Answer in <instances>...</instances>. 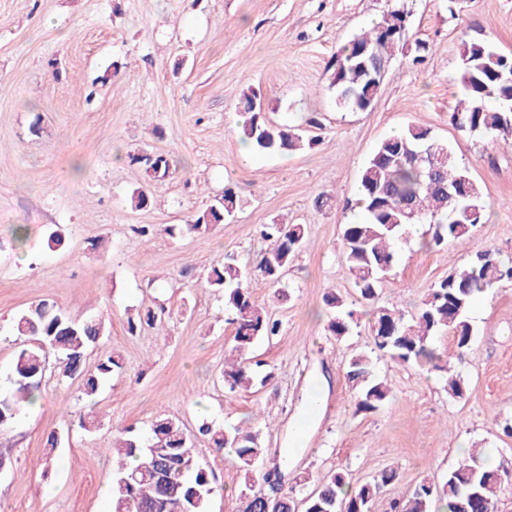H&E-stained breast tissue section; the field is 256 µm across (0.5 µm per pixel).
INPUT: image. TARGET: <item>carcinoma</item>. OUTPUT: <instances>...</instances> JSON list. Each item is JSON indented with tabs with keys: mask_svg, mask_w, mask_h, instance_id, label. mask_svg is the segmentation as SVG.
<instances>
[{
	"mask_svg": "<svg viewBox=\"0 0 512 512\" xmlns=\"http://www.w3.org/2000/svg\"><path fill=\"white\" fill-rule=\"evenodd\" d=\"M406 28L401 7L392 5L379 22L340 49L332 81L339 105L356 112L372 108L382 76L403 50ZM460 55L462 100L451 115L452 125L511 145L512 53L496 50L483 38L464 35ZM242 101L249 117L241 125L240 135L258 151H295L313 141L301 129L270 122L256 87L248 86ZM420 153L436 159L437 176L428 174L418 159ZM145 165L153 180L168 171V162L161 156L145 159ZM359 185L364 216L344 225L342 244L354 286L365 301L376 299L378 284L392 266L408 227L429 225L422 246L439 251L450 242L468 238L484 220L480 185L458 164L448 145L418 125H409L378 143L360 173ZM239 208L240 197L227 188L193 223L165 225L161 231L171 237L205 234ZM305 233L303 224L263 225L262 236L269 247L256 271L264 280L272 285L281 283L303 246ZM251 279L247 265L231 253L224 255L221 265L207 276L209 287L224 291L225 322L232 328L235 360L224 362L222 371L224 387L232 392L259 389L272 379V373L252 356V350L260 340L276 335L280 323L252 298ZM505 280L512 281V257L477 254L467 269L450 273L429 288L411 318H405L395 306L374 309L370 325L375 349L428 372L447 370V357L436 339L447 335L457 352L467 349L474 339L469 320L473 304ZM324 305L326 331L338 340L349 335L357 323L356 311L348 307L344 296L327 294ZM163 314V309L157 313L149 308L135 318L130 316L128 330L134 333L143 325L153 327L162 322ZM12 329L29 343L13 357L7 376L11 388L0 392L1 428L12 425L19 412L32 405L48 370L49 351L56 355L57 378L82 379L85 398L90 400L122 368L111 356L93 371L85 368L87 350L109 334L108 326L99 318L78 321L55 303L40 300L15 318ZM345 380L358 413H374L390 399L391 388L375 377L372 359L364 353L350 359ZM198 432L210 437L217 451L231 449L238 460L242 482L235 494V512H295L294 488L281 485L271 494L257 488L261 481L270 482V473L262 474L257 468L265 451L260 431L238 427L223 430L204 422ZM112 456L116 470L111 512H209L214 492L211 475L195 455L191 437L178 418L158 416L145 437L131 428L124 429L113 441ZM398 480V470L392 467L353 487L345 472L330 471L304 498L303 512H373L376 500ZM504 489L498 472L471 451L448 471L442 483L419 482L392 502L391 512H487L489 507L496 512Z\"/></svg>",
	"mask_w": 512,
	"mask_h": 512,
	"instance_id": "cac0c4a2",
	"label": "carcinoma"
}]
</instances>
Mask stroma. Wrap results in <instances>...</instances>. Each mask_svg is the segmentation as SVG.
Masks as SVG:
<instances>
[{"mask_svg":"<svg viewBox=\"0 0 512 512\" xmlns=\"http://www.w3.org/2000/svg\"><path fill=\"white\" fill-rule=\"evenodd\" d=\"M408 13L405 45L368 112L336 104L334 59L372 27L386 0H0V382L18 341L13 319L45 299L73 318L98 316L108 336L89 349L122 369L98 394V427L67 429L84 405L76 380L46 375L23 425L0 431V512H110L113 439L126 427L146 434L156 416L178 417L211 472L209 512H234L242 480L233 456L199 434L203 420L259 426L260 470L284 484L339 469L351 485L394 467L399 481L374 512L420 481L442 483L463 447L496 456L512 475V282L501 283L469 319L475 337L457 355L438 344L464 379L450 398L446 375L415 371L374 355L392 389L378 412L356 413L344 373L374 348L368 315L336 339L323 297L358 295L342 254L344 224L360 218V172L385 137L414 124L448 143L479 183L483 224L442 251L422 249L410 229L384 275L377 302L412 315L428 288L476 254L512 257V147L458 131L462 34L512 52V0H399ZM425 50H418V43ZM260 88L267 118L305 126L313 144L297 152L245 151L242 93ZM163 156L166 177L148 180L138 156ZM243 200L232 219L205 234L174 237L167 224L193 222L225 189ZM150 203L132 208L133 192ZM333 198L318 206L319 194ZM307 227L282 287L252 278V296L280 322L255 353L274 374L252 393L225 390L230 346L224 296L205 277L225 253L247 265L269 243L263 225ZM155 226L154 235L137 232ZM64 243L49 246L51 232ZM165 305L156 327L127 330V318ZM60 444L47 450L50 433Z\"/></svg>","mask_w":512,"mask_h":512,"instance_id":"1","label":"stroma"}]
</instances>
